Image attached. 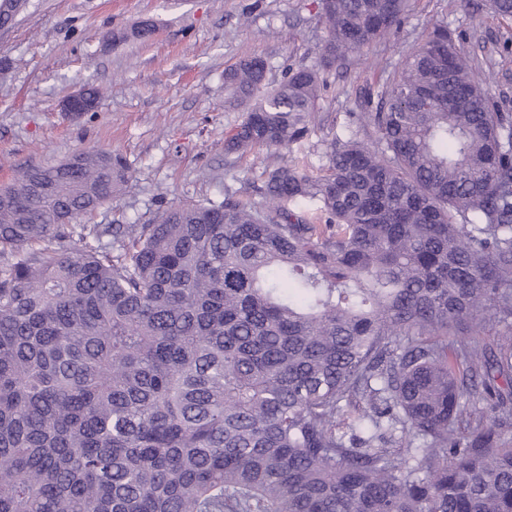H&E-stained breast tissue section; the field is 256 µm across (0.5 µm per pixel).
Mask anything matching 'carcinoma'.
Returning a JSON list of instances; mask_svg holds the SVG:
<instances>
[{
    "label": "carcinoma",
    "mask_w": 512,
    "mask_h": 512,
    "mask_svg": "<svg viewBox=\"0 0 512 512\" xmlns=\"http://www.w3.org/2000/svg\"><path fill=\"white\" fill-rule=\"evenodd\" d=\"M409 3L319 0L318 61L227 69L225 153L308 139L324 71ZM376 97L259 206L79 224L131 178L99 150L7 186L0 512H512V337L448 342L512 331V113L443 20Z\"/></svg>",
    "instance_id": "carcinoma-1"
}]
</instances>
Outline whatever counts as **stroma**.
<instances>
[{"mask_svg": "<svg viewBox=\"0 0 512 512\" xmlns=\"http://www.w3.org/2000/svg\"><path fill=\"white\" fill-rule=\"evenodd\" d=\"M318 12V0H28L0 32V58L11 63L0 74V187L18 169L95 149L122 155L131 179L92 224H143L161 204L220 202L228 190L261 202L259 160L224 153L243 116L225 103L224 71L260 56L276 82L287 66L312 65L327 37ZM146 19L155 33L142 41L133 30ZM440 20L492 58V92L512 110V18L486 0H413L398 29L331 68L314 132L276 162L320 176L336 136L367 137L368 92ZM86 86L102 92L95 111L62 112Z\"/></svg>", "mask_w": 512, "mask_h": 512, "instance_id": "35a3bbf8", "label": "stroma"}]
</instances>
